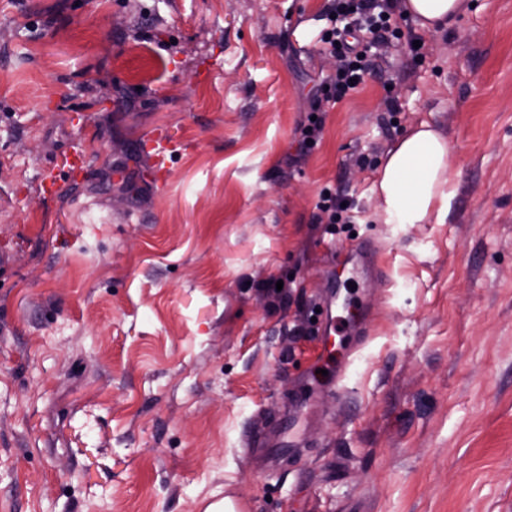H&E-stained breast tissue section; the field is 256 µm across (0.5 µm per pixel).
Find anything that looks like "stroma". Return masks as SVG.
<instances>
[{
  "instance_id": "1",
  "label": "stroma",
  "mask_w": 512,
  "mask_h": 512,
  "mask_svg": "<svg viewBox=\"0 0 512 512\" xmlns=\"http://www.w3.org/2000/svg\"><path fill=\"white\" fill-rule=\"evenodd\" d=\"M475 2L422 64L380 45L303 151L329 0H0V512H512V0ZM422 120L448 219L378 223ZM365 314L270 471L248 440ZM342 201L332 192L330 188L323 189L319 194V199L316 204L317 209L324 213L327 217L326 224H340L343 217L342 213L347 210V207H341ZM352 270L364 275L379 276L381 268L377 263V252L374 249L373 241L363 238L356 242L351 251Z\"/></svg>"
}]
</instances>
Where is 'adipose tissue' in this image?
I'll use <instances>...</instances> for the list:
<instances>
[{
	"instance_id": "adipose-tissue-1",
	"label": "adipose tissue",
	"mask_w": 512,
	"mask_h": 512,
	"mask_svg": "<svg viewBox=\"0 0 512 512\" xmlns=\"http://www.w3.org/2000/svg\"><path fill=\"white\" fill-rule=\"evenodd\" d=\"M405 16L423 31L438 32L466 10L467 0H401ZM446 134L416 124L377 168L371 191L382 224H440L451 206L452 172Z\"/></svg>"
}]
</instances>
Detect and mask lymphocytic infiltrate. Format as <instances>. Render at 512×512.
<instances>
[{
    "label": "lymphocytic infiltrate",
    "mask_w": 512,
    "mask_h": 512,
    "mask_svg": "<svg viewBox=\"0 0 512 512\" xmlns=\"http://www.w3.org/2000/svg\"><path fill=\"white\" fill-rule=\"evenodd\" d=\"M399 0H332L327 18L329 27L320 32L326 52L336 59V71L326 78L313 95V119L301 129L300 144L309 148L316 143L323 122L319 118L326 105L342 101L353 85L362 84L372 67V57L380 43L406 39L414 63H421L426 54L415 47L414 34L404 33L395 16Z\"/></svg>",
    "instance_id": "lymphocytic-infiltrate-1"
}]
</instances>
